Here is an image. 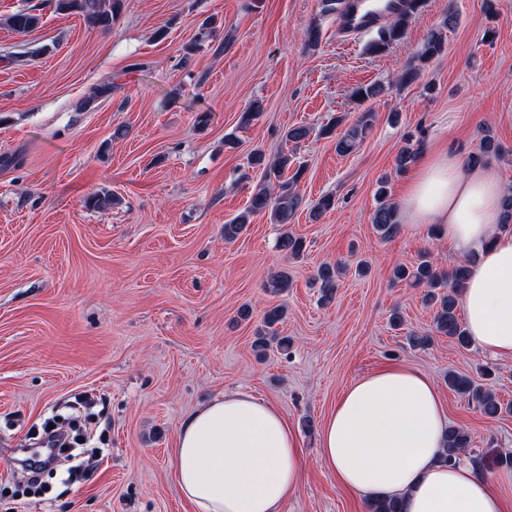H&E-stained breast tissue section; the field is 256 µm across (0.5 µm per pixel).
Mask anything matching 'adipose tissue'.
Returning <instances> with one entry per match:
<instances>
[{
    "mask_svg": "<svg viewBox=\"0 0 512 512\" xmlns=\"http://www.w3.org/2000/svg\"><path fill=\"white\" fill-rule=\"evenodd\" d=\"M504 185L496 169H466L441 151L414 174L404 201L410 225L438 224L459 257L476 256L462 306L473 345L512 358V233L499 230ZM448 417L432 378L394 364L355 379L320 434L337 482L402 512H512V472L488 476L448 464ZM302 440L272 403L236 391L187 414L172 466L194 512H280L303 479Z\"/></svg>",
    "mask_w": 512,
    "mask_h": 512,
    "instance_id": "ef3b65f1",
    "label": "adipose tissue"
}]
</instances>
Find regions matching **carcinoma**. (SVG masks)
Returning <instances> with one entry per match:
<instances>
[{
	"label": "carcinoma",
	"instance_id": "cac0c4a2",
	"mask_svg": "<svg viewBox=\"0 0 512 512\" xmlns=\"http://www.w3.org/2000/svg\"><path fill=\"white\" fill-rule=\"evenodd\" d=\"M119 8L120 0H56V10L64 13H78L89 25L94 27L110 26ZM408 21L409 17L405 15L395 17L388 28L382 32L380 39L370 45V49L374 52H381L390 44L398 41L403 36ZM40 24L41 16L29 9L20 10L7 19V25L20 34L34 30ZM442 47V35L431 34L419 59L422 61L431 59L441 52ZM373 118V112H362L356 122L338 136L336 151L341 154L351 152L372 125ZM421 149L422 140L420 139L402 148L396 159V171L399 173L406 171L409 165L415 161ZM499 152V145L494 139L488 137L484 140L479 152L468 156L467 166H480L487 162L490 155H497ZM251 164L255 167H263L264 181L253 191L248 209L224 225V239L226 240L236 238L243 230L244 225L249 223L250 216L254 214L268 212L274 223L289 224L302 203V198L296 192V185L301 178L302 169H296L290 178L283 179L284 171L292 164V159L288 155L282 154L275 160L267 162L262 153L255 152L251 156ZM372 224L384 239L393 238L399 230L397 207L388 201L387 182L385 181L380 182L377 190V206L372 215ZM278 248L289 256H297L303 251L304 243L301 238L285 232L279 239ZM340 273L341 268L331 263H325L318 268L316 280L320 283L321 299L327 301L333 298ZM469 275L470 265L467 261L456 265L450 275L446 277L427 260L421 261L411 269L404 266L394 269L395 279L427 288L424 300L435 312V332L455 340L462 348L469 347L471 341L457 311V295L463 289ZM285 316L286 309L282 305L265 309L263 313L264 327L268 330L274 329V326L281 323ZM274 345L280 352L286 353L290 342L286 337L280 338L266 332L254 340L253 349L257 356L263 357L267 350ZM448 387L490 419H496L503 412L512 409L511 403L504 404L495 393L476 385L467 375L454 372L448 374ZM447 441L445 461L448 463L457 462L464 452L473 447L471 433L460 427H448ZM472 462L486 472L496 468L512 469V452H496L490 459L483 454L476 455L472 457Z\"/></svg>",
	"mask_w": 512,
	"mask_h": 512
}]
</instances>
